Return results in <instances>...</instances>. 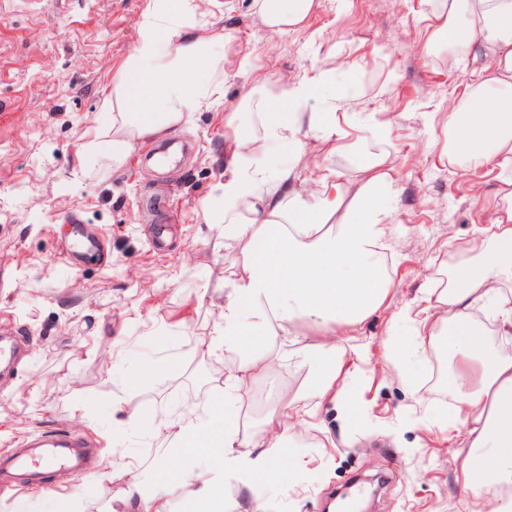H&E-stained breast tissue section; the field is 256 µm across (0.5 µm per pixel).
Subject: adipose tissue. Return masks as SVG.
Masks as SVG:
<instances>
[{
	"instance_id": "1",
	"label": "adipose tissue",
	"mask_w": 512,
	"mask_h": 512,
	"mask_svg": "<svg viewBox=\"0 0 512 512\" xmlns=\"http://www.w3.org/2000/svg\"><path fill=\"white\" fill-rule=\"evenodd\" d=\"M315 0H253L262 23L285 30L303 26ZM433 20L432 42L457 53L487 58L461 98L449 106L446 152L483 165H512V0H421ZM193 0H147L138 44L103 91L112 135L88 142L86 155L128 158L139 143L178 125L188 113L218 99L223 56L213 39L191 34ZM322 142L377 127L364 112L312 115ZM380 157L366 160L361 182L345 195L333 172L299 183L290 168L270 174L246 170L223 185L224 237L242 254L240 269L225 278L224 332L205 338L207 351H248L224 380V404L187 407L165 422L181 447L210 448L225 464L284 485L302 462L289 459L291 435L314 416L299 395H280L266 410L258 433L238 425L214 431L218 416L236 412L257 372L281 364L314 370L320 400L350 408L347 385L361 351L336 352V330L354 327L391 301L389 225L396 210L394 181ZM502 207L482 229L480 264L456 277L453 288L431 289L426 313L445 328L455 360L448 378L452 418L466 430L473 456L461 467L462 492L485 512H512V496H487L489 484L512 487V357L483 352L470 319L474 307L490 308L504 333L512 332V175L501 180Z\"/></svg>"
}]
</instances>
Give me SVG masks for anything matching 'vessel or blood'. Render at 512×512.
<instances>
[{
  "label": "vessel or blood",
  "instance_id": "1",
  "mask_svg": "<svg viewBox=\"0 0 512 512\" xmlns=\"http://www.w3.org/2000/svg\"><path fill=\"white\" fill-rule=\"evenodd\" d=\"M61 250L69 257L78 250L96 256L101 245L83 225L75 224ZM92 445V439L65 431L45 433L24 442L9 454L0 455V492L39 485L46 471L53 469L66 472L74 480L91 474L96 459Z\"/></svg>",
  "mask_w": 512,
  "mask_h": 512
}]
</instances>
